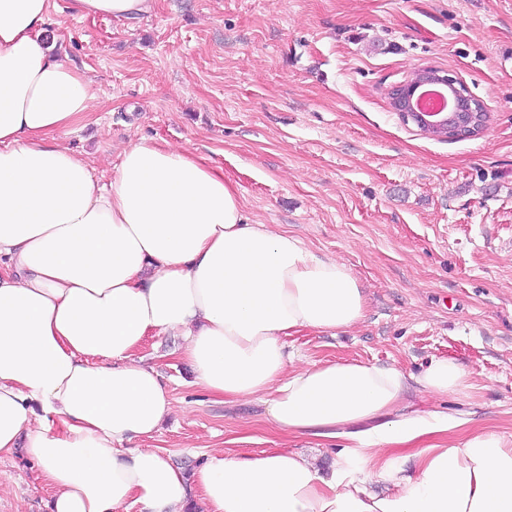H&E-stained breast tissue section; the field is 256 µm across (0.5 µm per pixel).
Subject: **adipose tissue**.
<instances>
[{
    "label": "adipose tissue",
    "instance_id": "1",
    "mask_svg": "<svg viewBox=\"0 0 512 512\" xmlns=\"http://www.w3.org/2000/svg\"><path fill=\"white\" fill-rule=\"evenodd\" d=\"M156 0H70L81 17L133 19ZM51 0H0V455L24 447L49 512H512V433H446L403 413L409 391L467 395L454 359L418 373L359 360L298 363L286 339L364 317L350 269L250 220L221 171L147 139L109 182L60 140L95 98L42 41ZM182 337L194 381L264 404L287 435L339 440L330 470L300 452L216 449L192 475L154 437L170 387L136 351ZM383 480L377 492L367 476Z\"/></svg>",
    "mask_w": 512,
    "mask_h": 512
}]
</instances>
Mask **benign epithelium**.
Here are the masks:
<instances>
[{
    "instance_id": "obj_1",
    "label": "benign epithelium",
    "mask_w": 512,
    "mask_h": 512,
    "mask_svg": "<svg viewBox=\"0 0 512 512\" xmlns=\"http://www.w3.org/2000/svg\"><path fill=\"white\" fill-rule=\"evenodd\" d=\"M437 80L454 89L456 105L447 112H435L432 119L414 110L413 93L417 86ZM392 110L406 123L413 124L420 134L429 137H444L448 134L472 130L478 123L477 104L456 85V78L442 71L433 72L430 67L416 69L404 84L396 86L390 93Z\"/></svg>"
}]
</instances>
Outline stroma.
Returning a JSON list of instances; mask_svg holds the SVG:
<instances>
[{
  "label": "stroma",
  "instance_id": "1",
  "mask_svg": "<svg viewBox=\"0 0 512 512\" xmlns=\"http://www.w3.org/2000/svg\"><path fill=\"white\" fill-rule=\"evenodd\" d=\"M52 3L46 41L96 95L61 141L97 178L142 138L205 158L253 221L344 262L363 290L357 326L297 333L290 351L414 374L455 359L474 388L442 401L470 414L453 438L512 433V0H157L136 20ZM421 66L465 82L486 130L445 142L401 122L388 94ZM182 345L151 335L138 351L174 405L149 447L189 473L219 448L330 465L332 442L282 436L258 402L194 385ZM51 494L24 449L0 457V512H48Z\"/></svg>",
  "mask_w": 512,
  "mask_h": 512
}]
</instances>
